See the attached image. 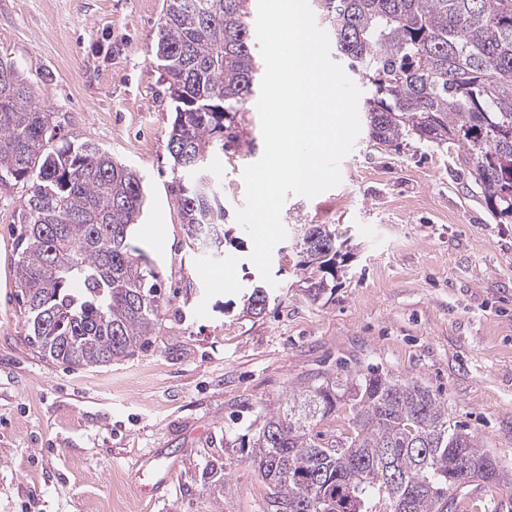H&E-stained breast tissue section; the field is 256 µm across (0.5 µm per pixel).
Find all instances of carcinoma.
Segmentation results:
<instances>
[{
  "label": "carcinoma",
  "mask_w": 512,
  "mask_h": 512,
  "mask_svg": "<svg viewBox=\"0 0 512 512\" xmlns=\"http://www.w3.org/2000/svg\"><path fill=\"white\" fill-rule=\"evenodd\" d=\"M336 52L371 87L369 139L408 136L458 147L489 210L512 218V0H319ZM249 0H166L155 52H168V93L181 108L169 152L181 165L177 205L195 250L224 255V211L212 135L254 93ZM60 124L36 90L0 60V182L30 183L21 212L18 297L32 345L74 368L127 357L148 343L163 302L157 274L128 240L145 202L143 176ZM314 253L298 262L317 299L336 279L335 234L310 224ZM250 313L267 293L253 288ZM350 412L347 431L318 426ZM267 512L456 510L466 487L512 486L448 402L417 382L358 370L294 390L259 415L251 444Z\"/></svg>",
  "instance_id": "1"
}]
</instances>
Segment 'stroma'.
Masks as SVG:
<instances>
[{
  "label": "stroma",
  "instance_id": "stroma-1",
  "mask_svg": "<svg viewBox=\"0 0 512 512\" xmlns=\"http://www.w3.org/2000/svg\"><path fill=\"white\" fill-rule=\"evenodd\" d=\"M165 0H0V59L79 136L144 180L132 243L160 274L164 302L149 344L72 369L38 353L18 302V214L29 189L0 185V512H264L244 441L260 410L324 374L375 369L427 387L512 470V221L470 186L456 146L391 149L358 136L342 180L291 195L273 285L236 222L244 168L263 154L255 103L216 134L231 234L217 264L189 244L168 150L175 118L154 58ZM328 224L345 241L335 286L305 294L298 229ZM223 271L216 282L214 271ZM268 294L247 312L254 286ZM174 472L142 501L140 463ZM226 470L223 494L206 474Z\"/></svg>",
  "mask_w": 512,
  "mask_h": 512
}]
</instances>
